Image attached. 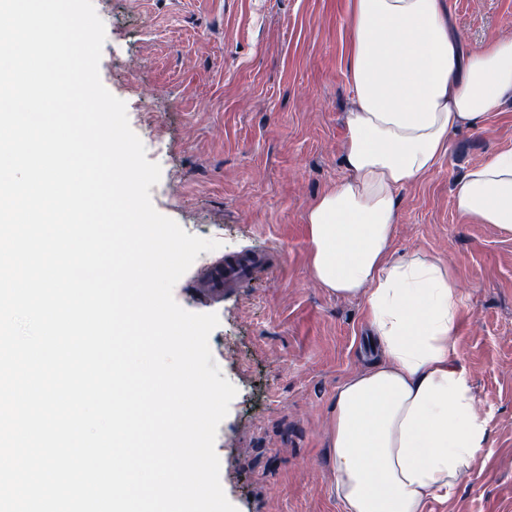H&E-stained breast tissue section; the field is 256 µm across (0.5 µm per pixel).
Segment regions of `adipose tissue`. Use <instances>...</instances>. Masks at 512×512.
Returning a JSON list of instances; mask_svg holds the SVG:
<instances>
[{
	"label": "adipose tissue",
	"instance_id": "adipose-tissue-1",
	"mask_svg": "<svg viewBox=\"0 0 512 512\" xmlns=\"http://www.w3.org/2000/svg\"><path fill=\"white\" fill-rule=\"evenodd\" d=\"M349 31L347 174L308 211L310 265L323 288L362 299L383 359L336 392L334 490L343 512H425L453 498L489 428L451 355L454 270L392 257L398 193L436 167L452 133L512 100V38L466 49L447 0H352ZM455 204L512 233V151L470 168Z\"/></svg>",
	"mask_w": 512,
	"mask_h": 512
}]
</instances>
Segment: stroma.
I'll return each instance as SVG.
<instances>
[{
	"mask_svg": "<svg viewBox=\"0 0 512 512\" xmlns=\"http://www.w3.org/2000/svg\"><path fill=\"white\" fill-rule=\"evenodd\" d=\"M105 25L104 87L161 178L155 209L218 240L173 296L214 313L213 358L237 389L215 440L238 512H342L328 422L337 388L378 358L362 299L312 277L306 215L345 176L349 0H93ZM467 46L512 36V0H451ZM512 150V101L450 135L435 169L399 193L395 255L438 257L462 295L454 360L469 374L489 443L470 476L427 512H512V234L469 222L454 189ZM273 263L205 299L194 280L218 258Z\"/></svg>",
	"mask_w": 512,
	"mask_h": 512,
	"instance_id": "stroma-1",
	"label": "stroma"
}]
</instances>
